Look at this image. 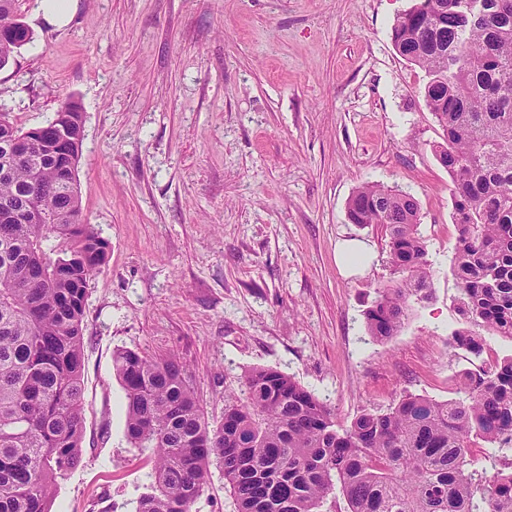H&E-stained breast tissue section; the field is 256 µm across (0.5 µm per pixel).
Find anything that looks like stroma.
Here are the masks:
<instances>
[{
  "mask_svg": "<svg viewBox=\"0 0 512 512\" xmlns=\"http://www.w3.org/2000/svg\"><path fill=\"white\" fill-rule=\"evenodd\" d=\"M412 0H75L58 27L20 0L33 33L0 69V107L20 127L73 100L84 116L81 205L108 244L84 318L80 465L52 512H136L150 450L125 437L112 357L176 355L211 423L224 389L265 366L294 377L347 423L405 393L455 396L472 364L452 271L451 181L425 71L391 26ZM368 182L411 193L433 262L427 299L399 333L365 313L397 276L377 226L348 219ZM363 242L345 274L337 247Z\"/></svg>",
  "mask_w": 512,
  "mask_h": 512,
  "instance_id": "stroma-1",
  "label": "stroma"
}]
</instances>
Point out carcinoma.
Wrapping results in <instances>:
<instances>
[{
  "instance_id": "cac0c4a2",
  "label": "carcinoma",
  "mask_w": 512,
  "mask_h": 512,
  "mask_svg": "<svg viewBox=\"0 0 512 512\" xmlns=\"http://www.w3.org/2000/svg\"><path fill=\"white\" fill-rule=\"evenodd\" d=\"M413 0L395 19L397 54L423 68L425 106L443 132L437 158L452 183L458 237L453 271L460 312L512 341V5L508 0ZM32 40L19 0H0V69ZM42 146L0 111V512H50L57 478L75 468L85 431L83 322L90 280L107 242L87 223L77 168L83 112L68 101ZM354 224L389 236L401 284L377 291L367 332L383 341L407 302L431 288L433 263L410 193L366 184L348 202ZM453 344L475 359L482 339ZM113 369L125 392V436L153 450V482L136 512H191L215 462L238 512H512L511 472L487 475L473 442L512 451V356L456 382L458 397L407 394L344 425L293 377L253 367L241 393L224 391V420L206 419L176 357L121 349Z\"/></svg>"
}]
</instances>
